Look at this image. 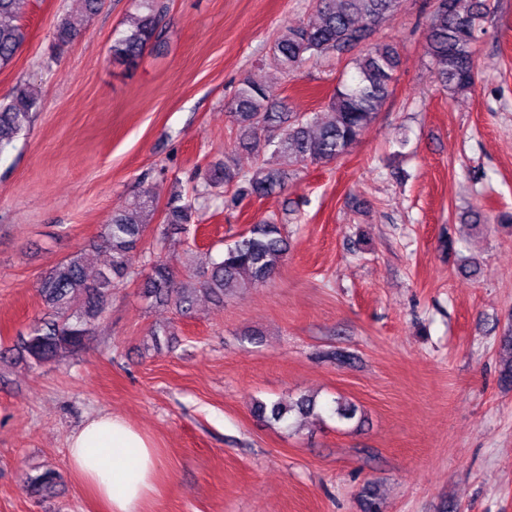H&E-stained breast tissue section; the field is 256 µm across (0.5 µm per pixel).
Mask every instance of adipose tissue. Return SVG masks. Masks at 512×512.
I'll return each mask as SVG.
<instances>
[{
	"label": "adipose tissue",
	"mask_w": 512,
	"mask_h": 512,
	"mask_svg": "<svg viewBox=\"0 0 512 512\" xmlns=\"http://www.w3.org/2000/svg\"><path fill=\"white\" fill-rule=\"evenodd\" d=\"M71 469L103 503L105 512H141L155 490L160 458L153 442L121 418L88 419L69 438Z\"/></svg>",
	"instance_id": "1"
}]
</instances>
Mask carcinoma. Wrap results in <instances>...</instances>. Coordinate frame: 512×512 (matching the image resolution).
<instances>
[{
  "label": "carcinoma",
  "mask_w": 512,
  "mask_h": 512,
  "mask_svg": "<svg viewBox=\"0 0 512 512\" xmlns=\"http://www.w3.org/2000/svg\"><path fill=\"white\" fill-rule=\"evenodd\" d=\"M136 2L138 14L127 28L115 33L110 47L112 62L128 67L163 42L169 8L164 0ZM16 5L17 0H0V69L11 64L26 39ZM400 5L401 0H313V16L286 28L276 39L272 62L292 74L329 53L348 54L354 68L351 81L336 87L324 111L305 117L288 111L285 101L273 100L265 86L242 80L224 107L236 129L234 150L256 153L262 156L261 162L244 171L234 154L224 155V163L209 168L192 194H177L170 200L164 223L185 230L217 189L233 188L241 197H266L284 187L288 167L329 164L347 154L391 94L400 55L396 45L377 42L373 34ZM486 14L485 0H436L427 24L425 52L435 80L453 97L474 87L475 44ZM76 36L69 18L61 16L52 32L51 52H63ZM40 107L38 94L27 85L0 101V156L31 129ZM155 208V201L143 190L136 196L134 210L112 214L97 240L99 248L111 254V263L94 279L87 275L81 251L41 278L39 294L48 316L21 337L18 355L37 365L80 350L102 319L116 280L140 267L148 270L146 297L172 299L176 309L188 315L200 295L222 304L237 288L271 280L287 255V240L279 225L261 220L250 225L220 259L212 260L197 279L180 281L163 249L141 248L148 228L146 216ZM315 408V401L305 395L287 404L253 403L254 415L273 424L286 422L293 414L310 415ZM331 413L341 421H352L358 408L338 400Z\"/></svg>",
  "instance_id": "cac0c4a2"
}]
</instances>
